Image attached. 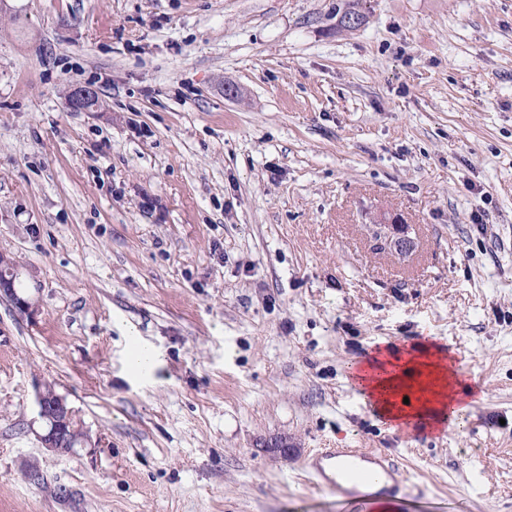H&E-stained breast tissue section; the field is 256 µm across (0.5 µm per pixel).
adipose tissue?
<instances>
[{
    "mask_svg": "<svg viewBox=\"0 0 512 512\" xmlns=\"http://www.w3.org/2000/svg\"><path fill=\"white\" fill-rule=\"evenodd\" d=\"M161 364L159 348L139 337H130L125 367L132 378L153 379ZM350 371L356 384L368 392L381 412L400 426L411 418H430L435 427L446 423L448 418H461L468 408L467 397L474 393L469 385L463 390V398H456L451 393L454 364L449 361L445 349L433 342L415 346L405 357L399 356L393 346L384 345L368 359L353 363ZM412 380L418 383V405L406 411L397 407L396 397Z\"/></svg>",
    "mask_w": 512,
    "mask_h": 512,
    "instance_id": "obj_1",
    "label": "adipose tissue"
}]
</instances>
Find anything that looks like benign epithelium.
I'll return each mask as SVG.
<instances>
[{
	"label": "benign epithelium",
	"mask_w": 512,
	"mask_h": 512,
	"mask_svg": "<svg viewBox=\"0 0 512 512\" xmlns=\"http://www.w3.org/2000/svg\"><path fill=\"white\" fill-rule=\"evenodd\" d=\"M66 107L71 112L98 111V91L91 86L73 89L66 99ZM375 245L385 251L407 254L414 248V240L405 228L396 224H377L372 229ZM35 403L38 417L50 421L46 432H36V437L46 450L65 456L74 451L75 441L86 442V435L76 425L75 412L66 399L50 392L48 385L38 387Z\"/></svg>",
	"instance_id": "1"
}]
</instances>
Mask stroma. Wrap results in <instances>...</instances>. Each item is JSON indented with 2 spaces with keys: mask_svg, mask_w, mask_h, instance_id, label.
<instances>
[{
  "mask_svg": "<svg viewBox=\"0 0 512 512\" xmlns=\"http://www.w3.org/2000/svg\"><path fill=\"white\" fill-rule=\"evenodd\" d=\"M0 254V512H349L320 448L391 455L399 512H512V0H0ZM385 340L484 399L391 429L348 380ZM98 91L92 86H81L73 89L66 99V107L70 112L98 111ZM372 238L374 245L383 248V251L392 250L394 253L402 252L406 255L414 248V240L407 234L404 227L396 224L373 225ZM162 361V352L159 348L141 340L138 336H129L125 352V367L132 378L152 380ZM49 393H52L51 407L46 404ZM35 403L38 420L42 418L50 421L46 432L33 429L42 447L58 456H65L74 451L76 440L85 444L87 436L76 425L75 412L63 396L50 392L48 385L42 384L38 387ZM47 420H42V425L48 427Z\"/></svg>",
  "mask_w": 512,
  "mask_h": 512,
  "instance_id": "stroma-1",
  "label": "stroma"
}]
</instances>
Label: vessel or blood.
I'll use <instances>...</instances> for the list:
<instances>
[{
  "mask_svg": "<svg viewBox=\"0 0 512 512\" xmlns=\"http://www.w3.org/2000/svg\"><path fill=\"white\" fill-rule=\"evenodd\" d=\"M399 468L383 452L358 448H321L313 455L308 472L318 483L339 489L353 500H365V488L377 487L379 495L393 496L407 487Z\"/></svg>",
  "mask_w": 512,
  "mask_h": 512,
  "instance_id": "obj_1",
  "label": "vessel or blood"
}]
</instances>
